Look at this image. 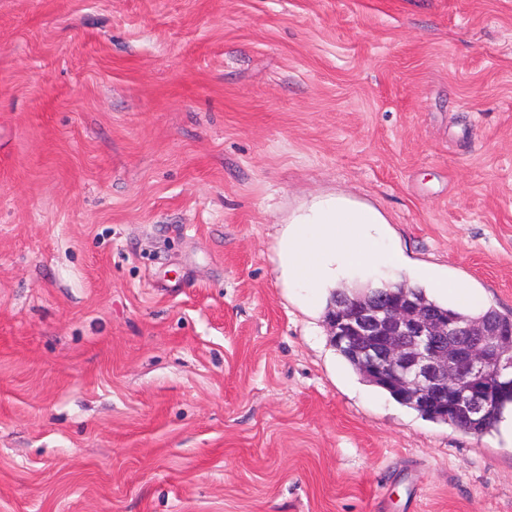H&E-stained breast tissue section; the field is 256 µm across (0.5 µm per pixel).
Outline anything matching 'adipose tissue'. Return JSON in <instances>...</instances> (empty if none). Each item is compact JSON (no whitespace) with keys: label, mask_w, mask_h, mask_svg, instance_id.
<instances>
[{"label":"adipose tissue","mask_w":512,"mask_h":512,"mask_svg":"<svg viewBox=\"0 0 512 512\" xmlns=\"http://www.w3.org/2000/svg\"><path fill=\"white\" fill-rule=\"evenodd\" d=\"M382 222L374 209L353 208L336 198L320 202L288 229L282 261L289 283L313 295L349 270L399 269L401 256L388 245Z\"/></svg>","instance_id":"1"}]
</instances>
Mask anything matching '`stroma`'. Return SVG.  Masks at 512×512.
I'll list each match as a JSON object with an SVG mask.
<instances>
[{"label": "stroma", "mask_w": 512, "mask_h": 512, "mask_svg": "<svg viewBox=\"0 0 512 512\" xmlns=\"http://www.w3.org/2000/svg\"><path fill=\"white\" fill-rule=\"evenodd\" d=\"M335 196L512 313V0H0V512H512L284 279Z\"/></svg>", "instance_id": "1"}]
</instances>
